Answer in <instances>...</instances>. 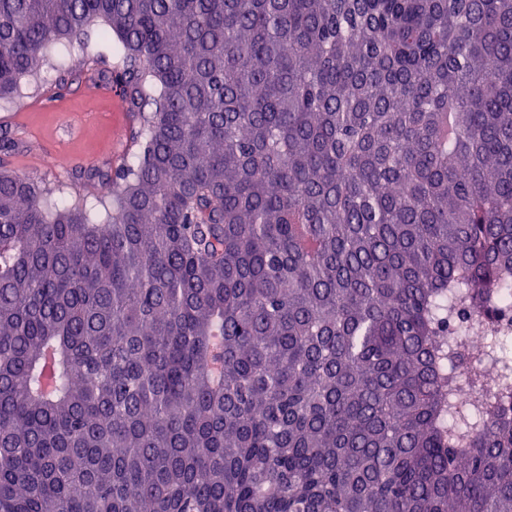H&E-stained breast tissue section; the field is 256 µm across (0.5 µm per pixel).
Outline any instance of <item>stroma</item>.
<instances>
[{
  "label": "stroma",
  "mask_w": 512,
  "mask_h": 512,
  "mask_svg": "<svg viewBox=\"0 0 512 512\" xmlns=\"http://www.w3.org/2000/svg\"><path fill=\"white\" fill-rule=\"evenodd\" d=\"M70 56L53 60L43 74V88L32 95L0 106V123H8L16 113H25L26 121L18 129L28 143V155L50 157L66 155L75 164L106 168L113 161L115 148H126L127 132H116L122 115L110 93L81 87L74 93L53 98L50 88L56 69L71 65Z\"/></svg>",
  "instance_id": "obj_1"
}]
</instances>
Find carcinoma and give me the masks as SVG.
Masks as SVG:
<instances>
[{"label":"carcinoma","instance_id":"carcinoma-1","mask_svg":"<svg viewBox=\"0 0 512 512\" xmlns=\"http://www.w3.org/2000/svg\"><path fill=\"white\" fill-rule=\"evenodd\" d=\"M58 45L133 126L0 170V512H512V0H0L1 104Z\"/></svg>","mask_w":512,"mask_h":512}]
</instances>
